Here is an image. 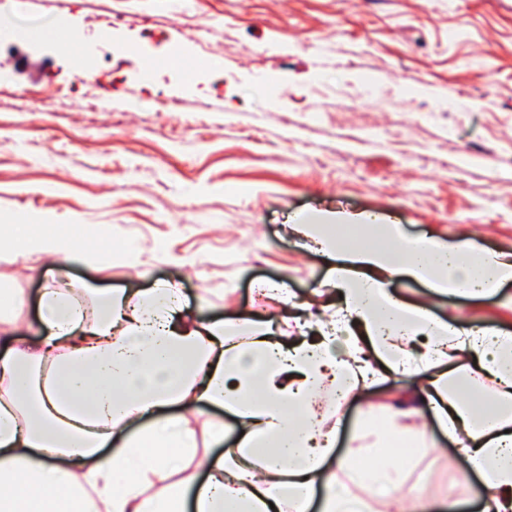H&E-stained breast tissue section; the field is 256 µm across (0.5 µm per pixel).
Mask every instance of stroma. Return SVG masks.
I'll use <instances>...</instances> for the list:
<instances>
[{"label": "stroma", "instance_id": "stroma-1", "mask_svg": "<svg viewBox=\"0 0 512 512\" xmlns=\"http://www.w3.org/2000/svg\"><path fill=\"white\" fill-rule=\"evenodd\" d=\"M116 15L89 79L55 43L12 38L60 17L90 37ZM0 16V216L51 212L89 251L112 227L108 264L0 254L28 341L63 276L91 303L164 282L196 319L279 329L276 303L255 295L275 283L302 320H328L330 264L290 227L314 209L512 253V0H0ZM177 46L188 56L172 69ZM391 288L445 321L512 331V284L481 299ZM399 398L386 384L368 405L330 397L336 455L368 406ZM414 432L407 512H483L486 488L433 419Z\"/></svg>", "mask_w": 512, "mask_h": 512}]
</instances>
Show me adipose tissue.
<instances>
[{
	"mask_svg": "<svg viewBox=\"0 0 512 512\" xmlns=\"http://www.w3.org/2000/svg\"><path fill=\"white\" fill-rule=\"evenodd\" d=\"M7 229L14 254L84 258L79 239L54 231L47 214ZM296 230L332 261L343 305L292 347L248 318L194 320L168 286L103 292L92 317L67 289L45 288L46 338L0 356V512H307L319 490L328 512H352L339 474L368 461L375 495L396 499L401 468L373 456L362 433L335 470L325 467L340 419L323 386L344 400L387 381L407 398L382 407L388 436H410L431 410L482 475L494 512H512V332L450 325L390 289L406 277L485 298L512 282V254L392 223L382 247L346 246L335 223ZM457 360L497 385L498 404L482 417L441 370ZM207 405L243 429L215 457L199 453L200 442L224 438L223 422L199 424Z\"/></svg>",
	"mask_w": 512,
	"mask_h": 512,
	"instance_id": "1",
	"label": "adipose tissue"
}]
</instances>
